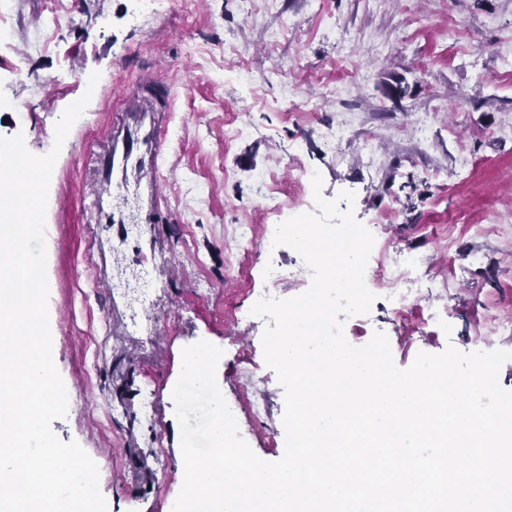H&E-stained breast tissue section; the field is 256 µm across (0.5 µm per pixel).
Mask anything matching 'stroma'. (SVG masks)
<instances>
[{
	"instance_id": "35a3bbf8",
	"label": "stroma",
	"mask_w": 512,
	"mask_h": 512,
	"mask_svg": "<svg viewBox=\"0 0 512 512\" xmlns=\"http://www.w3.org/2000/svg\"><path fill=\"white\" fill-rule=\"evenodd\" d=\"M64 2L51 27L46 0H0V137L23 134L46 154L66 107L91 96L48 190L49 326L68 394L51 429L95 461L107 512H172L184 479L172 392L183 349L201 340L223 351L216 380L246 443L282 457L266 324L241 316L270 269L290 277L282 297L310 286L298 253L272 244L280 223L314 208L303 172L321 174L325 199L354 193L340 209L388 260L422 257L425 303L442 312H396L379 276L369 314L345 322L350 344L383 332L401 368L450 345L512 350V333L493 329L512 321V0H158L153 12L138 0ZM397 78L401 98L387 91ZM148 80L174 91L156 115L166 206L136 235L98 223L92 200L96 157L129 107L122 94ZM337 125L349 138L327 137ZM496 217L495 232L471 233Z\"/></svg>"
}]
</instances>
